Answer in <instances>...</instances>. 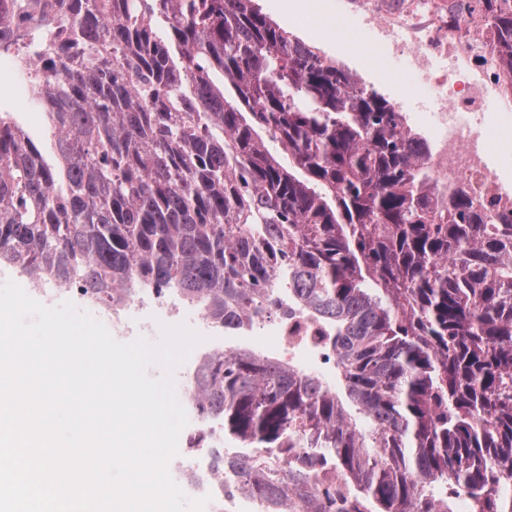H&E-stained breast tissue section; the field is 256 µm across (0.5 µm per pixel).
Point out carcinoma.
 I'll list each match as a JSON object with an SVG mask.
<instances>
[{
  "instance_id": "cac0c4a2",
  "label": "carcinoma",
  "mask_w": 512,
  "mask_h": 512,
  "mask_svg": "<svg viewBox=\"0 0 512 512\" xmlns=\"http://www.w3.org/2000/svg\"><path fill=\"white\" fill-rule=\"evenodd\" d=\"M62 2L0 10V42L50 59L28 79L57 157L0 116V262L179 288L229 329L283 276L336 329L344 394L215 354L193 399L224 435L281 458L306 512H512V218L441 190L402 113L254 0ZM481 4L512 77V0ZM321 464L354 492L309 499ZM224 467L282 512L274 467Z\"/></svg>"
}]
</instances>
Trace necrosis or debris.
Listing matches in <instances>:
<instances>
[{"label": "necrosis or debris", "mask_w": 512, "mask_h": 512, "mask_svg": "<svg viewBox=\"0 0 512 512\" xmlns=\"http://www.w3.org/2000/svg\"><path fill=\"white\" fill-rule=\"evenodd\" d=\"M354 11L373 27L368 49L375 65L385 57L400 60L431 91L425 107L433 129L426 164L445 191L462 187L482 208L512 215V183L491 162L490 128L497 118L491 101L512 96V79L490 59L494 35L483 23L473 0H354ZM33 292L47 299L63 292L79 296L85 306L126 340L147 330L144 318L162 312L166 322L180 323L194 313L210 326L201 308L186 311L172 290L133 288L119 303L102 301L95 291L43 273L27 275ZM333 329L297 297L279 288L273 303L261 305L243 333L209 339L213 354L250 346L303 376L319 378L325 387L336 379ZM199 425L186 436V455L196 461L187 470L188 488L210 499L212 512H265V504L248 494L243 478L225 469L224 460H265L255 448L224 447V430L206 407L196 406Z\"/></svg>", "instance_id": "obj_1"}]
</instances>
